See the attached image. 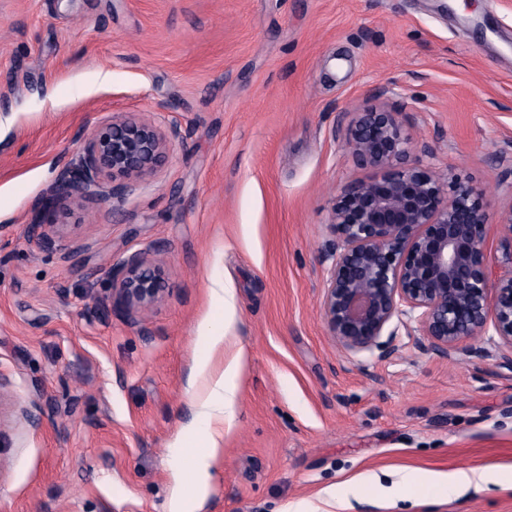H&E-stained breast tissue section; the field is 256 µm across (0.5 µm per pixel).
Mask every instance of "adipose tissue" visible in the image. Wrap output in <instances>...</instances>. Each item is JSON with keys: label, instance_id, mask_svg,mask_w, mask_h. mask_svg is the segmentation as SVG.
<instances>
[{"label": "adipose tissue", "instance_id": "adipose-tissue-1", "mask_svg": "<svg viewBox=\"0 0 512 512\" xmlns=\"http://www.w3.org/2000/svg\"><path fill=\"white\" fill-rule=\"evenodd\" d=\"M231 298L229 289L211 291V305L219 318L214 331L204 338L206 351L195 359L191 383L201 425L176 441L178 477L168 512H199L212 490L215 465L223 454L224 425L233 419L242 358L241 353L226 351V316ZM492 480L487 469L467 466L447 473L427 474L421 491L416 488L414 474L406 473L394 488L416 501L429 502L435 498V489L460 493L472 487L485 488Z\"/></svg>", "mask_w": 512, "mask_h": 512}]
</instances>
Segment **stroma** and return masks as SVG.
<instances>
[{"mask_svg": "<svg viewBox=\"0 0 512 512\" xmlns=\"http://www.w3.org/2000/svg\"><path fill=\"white\" fill-rule=\"evenodd\" d=\"M448 3L0 0V512H167L220 287L243 368L201 512H512L508 484L336 506L406 470L512 474V367L487 340L466 361L415 331L353 354L320 312L333 204L370 174L342 145L355 112H395L492 219L512 212V0ZM121 114L179 129L166 165L29 245L84 132ZM135 251L167 292L132 320L111 271Z\"/></svg>", "mask_w": 512, "mask_h": 512, "instance_id": "stroma-1", "label": "stroma"}]
</instances>
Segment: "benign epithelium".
Listing matches in <instances>:
<instances>
[{
	"label": "benign epithelium",
	"instance_id": "obj_1",
	"mask_svg": "<svg viewBox=\"0 0 512 512\" xmlns=\"http://www.w3.org/2000/svg\"><path fill=\"white\" fill-rule=\"evenodd\" d=\"M178 136L130 116L94 128L50 186L28 243L55 246L58 206L124 196L165 165ZM344 147L374 175L352 183L332 208L335 244L320 302L328 335L347 352L390 358L399 327L414 322L437 355L470 356L469 342L491 334L512 363V211L497 223L500 253L488 251L483 191L411 158L414 139L394 112L357 113ZM163 281V267L134 252L112 275V301L135 315L162 301Z\"/></svg>",
	"mask_w": 512,
	"mask_h": 512
}]
</instances>
